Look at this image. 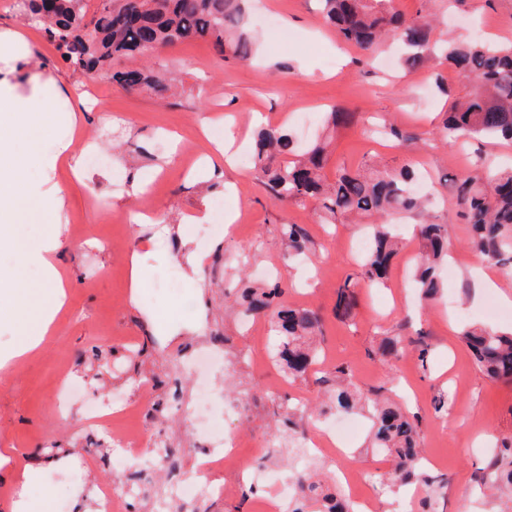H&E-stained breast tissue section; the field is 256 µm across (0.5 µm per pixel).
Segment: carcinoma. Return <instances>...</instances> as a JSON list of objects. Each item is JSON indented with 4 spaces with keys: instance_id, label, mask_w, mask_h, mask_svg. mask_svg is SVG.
Returning a JSON list of instances; mask_svg holds the SVG:
<instances>
[{
    "instance_id": "1",
    "label": "carcinoma",
    "mask_w": 512,
    "mask_h": 512,
    "mask_svg": "<svg viewBox=\"0 0 512 512\" xmlns=\"http://www.w3.org/2000/svg\"><path fill=\"white\" fill-rule=\"evenodd\" d=\"M47 8L40 0H22L30 20H35L61 57L76 70L89 75L112 74L130 89H167L172 73L151 67L112 70L114 61L134 55L148 56L158 48L184 41H206L218 54L247 61L254 54L244 9L245 0H99L89 9V0H50ZM324 24L336 36L374 60L380 45L393 40L405 46V63L417 67L432 55L440 54L471 78V88L446 113L436 136L441 142L504 138L512 141V41L486 42L456 39L432 40L435 18L428 0L406 17L395 0H320ZM326 143L317 142L299 150L294 138L280 127L257 131L254 159L264 176L270 196L279 202L314 199L332 217H370L365 225L369 249L363 254L361 275L384 282L400 242L389 218L425 215L429 197L417 193L414 171L392 172L367 167L345 172L332 184L321 174ZM293 156L290 165L282 159ZM451 193L458 216L469 224L471 245L489 263L512 270V167L488 169L451 180ZM288 248L296 256L310 251V239L298 224L280 229ZM424 243L421 263L415 271L419 297L435 298L442 290L438 268L448 260L446 226L430 221L419 225ZM285 286L247 288L239 305L247 315H262L281 336L277 361L288 369V378L304 375L314 364L316 337L321 315L311 309L290 307L282 301ZM353 295L349 284L337 290L335 314L350 316ZM461 338L476 364L491 379L512 384V332L502 333L481 325H467ZM404 349L401 335L385 338L374 355L399 358ZM336 411L345 414L368 412L372 421L369 445L393 458L394 468L377 475L393 485L423 478L422 449L418 420L379 391L365 392L352 370L336 369V379L328 388ZM483 484L499 491V512H512V437H505L490 461L482 468ZM297 493L288 512H350V504L327 492L322 484L303 471L296 478Z\"/></svg>"
}]
</instances>
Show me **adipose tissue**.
Masks as SVG:
<instances>
[{"label":"adipose tissue","mask_w":512,"mask_h":512,"mask_svg":"<svg viewBox=\"0 0 512 512\" xmlns=\"http://www.w3.org/2000/svg\"><path fill=\"white\" fill-rule=\"evenodd\" d=\"M28 29L0 28V121L25 123L27 152L32 161L41 164L57 162L58 154L49 153L44 130L31 123L30 115L53 113L65 109L70 128H77V113L86 102L80 88L60 84L45 75L43 69L30 65ZM15 145L9 132L0 128V223L11 225L38 224L40 236L19 233L11 247L20 261L38 269L37 281H17L12 288L18 313L17 336L14 343L0 349V371L42 349L48 342L56 317L64 307L68 283L55 264V250L64 206L61 190L32 181L16 187L14 168ZM0 471L9 475L15 486L9 512H53L51 499H44L39 509H32L29 490L40 480V466L22 462L18 449L0 448Z\"/></svg>","instance_id":"obj_1"}]
</instances>
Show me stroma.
<instances>
[{
	"mask_svg": "<svg viewBox=\"0 0 512 512\" xmlns=\"http://www.w3.org/2000/svg\"><path fill=\"white\" fill-rule=\"evenodd\" d=\"M257 55L249 62L219 56L208 43L184 42L152 54L155 67L171 71L175 80L165 97L129 90L111 77H89L69 67L40 26L30 25L19 0H0V27L32 29L34 58L62 72L86 90L90 112L83 127L68 135L54 125L49 149L71 140L70 154L85 158L95 149L101 165L83 166L75 177L68 165L40 168L66 199V222L56 259L68 278L66 306L49 343L9 373L0 374V440L10 441L33 464L43 466L42 480L30 492L32 501L51 497L54 512H87L99 486L125 483L131 476L129 445L85 428L84 407L121 400L139 414L129 426L142 432L145 445L161 439L176 459L175 471L191 476L195 448L203 443L199 422L189 411L200 381L213 387V413L225 418V433L238 437L237 467L218 471L225 484L221 499L203 502V512H256L266 504L272 481H290L293 473L315 468L319 479L356 470L360 495L374 512H397L400 500L411 499L410 512L431 497L434 512H496L497 505L479 490L477 469L497 439L512 435V385L489 380L460 338L462 328L483 322L487 294L476 293L477 252L471 230L456 215L446 178L473 173L476 157L490 165L512 161V141L471 140L431 146L454 98L469 83L447 61L433 59L417 68L398 64L396 47H387L373 65L360 64L361 52L324 27L316 0H247ZM432 9L440 23L436 33L467 39L477 35L512 39V0H436ZM287 30L294 43L279 49L275 35ZM355 113L348 127L329 130L331 106ZM223 113L232 127L233 151L253 147L252 114L271 126L290 131L301 143L333 135L323 167L328 180L371 163L388 170L410 165L429 173L432 191L441 201L434 222L448 228L450 266L454 276L443 295L419 305L413 274L422 251L414 234V218L403 221V247L384 285L359 281L347 319L336 318V289L357 271L360 257L352 242L359 225L322 218L317 204H282L271 199L262 173L253 164L224 167L208 177L197 157L208 154L201 124L211 113ZM388 123L415 133L413 145L366 135V127ZM179 142H172V135ZM223 199L230 228L213 224L211 204ZM157 215L158 224L182 226L193 238L202 261L194 280L180 279L176 290L164 282L180 271L177 238H159L158 224H135L132 212ZM301 225L311 240L302 262L288 259L279 228ZM139 255L145 285L139 301H131L129 260ZM277 277L288 291L285 304L319 310L322 334L317 362L300 378L289 379L273 355L279 340L264 317L242 318L230 301L243 289ZM402 334L422 340L408 347L393 366L374 359L383 337ZM214 351L218 360L205 374H180L182 362L196 350ZM353 370L363 388L389 386L406 378L407 393L397 401L417 417L422 446L433 464L428 476L446 475L444 488L414 484L411 491H389L374 475L381 458L358 441L348 456L316 468L301 442L320 441L340 415H315L327 382L337 368ZM81 386L78 400L58 406L67 383ZM446 391L453 400L447 414L435 413L433 397ZM307 406L302 435L278 430L283 401ZM272 439L282 457L271 481L245 479L256 465L255 447Z\"/></svg>",
	"mask_w": 512,
	"mask_h": 512,
	"instance_id": "1",
	"label": "stroma"
}]
</instances>
